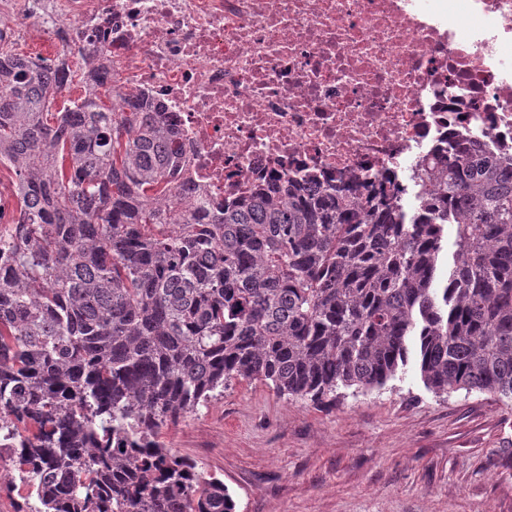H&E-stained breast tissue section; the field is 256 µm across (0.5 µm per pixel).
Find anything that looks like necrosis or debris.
I'll list each match as a JSON object with an SVG mask.
<instances>
[{
    "instance_id": "1",
    "label": "necrosis or debris",
    "mask_w": 512,
    "mask_h": 512,
    "mask_svg": "<svg viewBox=\"0 0 512 512\" xmlns=\"http://www.w3.org/2000/svg\"><path fill=\"white\" fill-rule=\"evenodd\" d=\"M91 46L174 129L190 196L366 189L447 141L512 155V0H0V39Z\"/></svg>"
}]
</instances>
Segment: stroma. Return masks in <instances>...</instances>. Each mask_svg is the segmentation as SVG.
<instances>
[{
  "label": "stroma",
  "mask_w": 512,
  "mask_h": 512,
  "mask_svg": "<svg viewBox=\"0 0 512 512\" xmlns=\"http://www.w3.org/2000/svg\"><path fill=\"white\" fill-rule=\"evenodd\" d=\"M161 440L235 512H512V403L436 395L412 364L321 405L236 380Z\"/></svg>",
  "instance_id": "obj_1"
}]
</instances>
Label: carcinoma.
<instances>
[{
	"label": "carcinoma",
	"instance_id": "1",
	"mask_svg": "<svg viewBox=\"0 0 512 512\" xmlns=\"http://www.w3.org/2000/svg\"><path fill=\"white\" fill-rule=\"evenodd\" d=\"M84 95L47 116L69 57L0 43V456L30 512H235L224 482L160 441L234 380L322 403L384 387L512 402V157L448 145L408 211L381 185L269 182L204 208L138 90L81 52ZM453 264L441 277L445 230Z\"/></svg>",
	"mask_w": 512,
	"mask_h": 512
}]
</instances>
